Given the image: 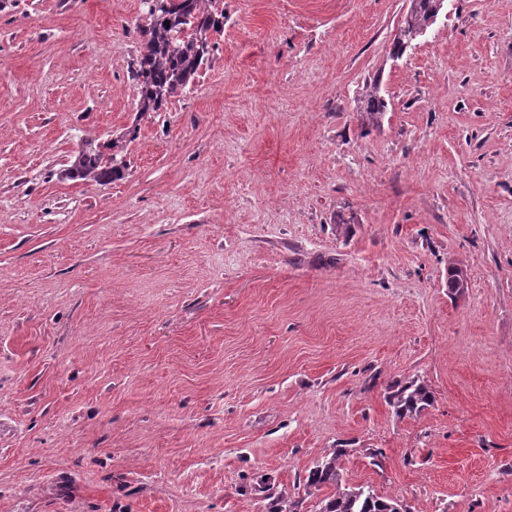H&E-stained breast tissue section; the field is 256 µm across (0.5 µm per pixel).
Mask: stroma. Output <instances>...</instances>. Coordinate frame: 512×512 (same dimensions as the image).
<instances>
[{
    "mask_svg": "<svg viewBox=\"0 0 512 512\" xmlns=\"http://www.w3.org/2000/svg\"><path fill=\"white\" fill-rule=\"evenodd\" d=\"M409 7L224 0L209 84L141 116L140 0H0V512H265L338 448L512 512V0L397 57ZM131 130L123 179L62 178ZM362 107V121L365 126H378L380 123L381 115L385 111L386 104L371 90L363 101ZM389 404L398 417H413L423 412L433 401L432 392L419 380L396 383L388 396Z\"/></svg>",
    "mask_w": 512,
    "mask_h": 512,
    "instance_id": "1",
    "label": "stroma"
}]
</instances>
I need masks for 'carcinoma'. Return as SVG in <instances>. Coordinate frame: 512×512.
Instances as JSON below:
<instances>
[{
	"mask_svg": "<svg viewBox=\"0 0 512 512\" xmlns=\"http://www.w3.org/2000/svg\"><path fill=\"white\" fill-rule=\"evenodd\" d=\"M419 2L420 9L400 39L403 44L415 39L434 0ZM144 14L142 46L130 69L137 94L136 110L142 114L168 108L172 98L186 91L196 76L210 67L218 38L224 35V0H157L144 6ZM385 108L383 99L373 91L368 93L362 107L363 124L379 125ZM126 147L123 136L103 145L86 139L63 169L62 177L97 183L120 179L127 168ZM388 400L395 415L413 417L430 406L433 395L424 383L413 379L395 384ZM345 454L346 449H336L313 465L303 479L304 493L309 497L325 487L335 488L332 495L318 502L317 512H396L400 507L397 500L382 497L369 486L347 485L340 466ZM265 500L266 512H298L303 498L269 487Z\"/></svg>",
	"mask_w": 512,
	"mask_h": 512,
	"instance_id": "cac0c4a2",
	"label": "carcinoma"
}]
</instances>
